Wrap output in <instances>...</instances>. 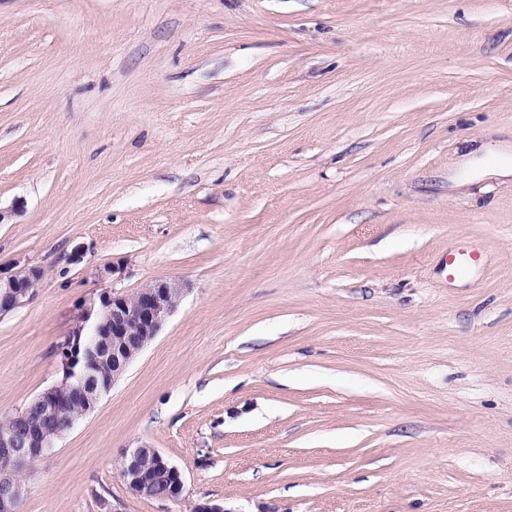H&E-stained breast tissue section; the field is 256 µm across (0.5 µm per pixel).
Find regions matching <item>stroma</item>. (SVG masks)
<instances>
[{
  "mask_svg": "<svg viewBox=\"0 0 512 512\" xmlns=\"http://www.w3.org/2000/svg\"><path fill=\"white\" fill-rule=\"evenodd\" d=\"M481 147L512 152V0H0V272H43L0 317V418L84 298L187 284L21 512H512V178L471 177ZM139 445L178 500L129 492ZM150 455L152 461H147L151 470H145L140 466V460ZM122 478L129 491L140 498L150 500H177L184 489V481L179 469L170 460L155 448L138 446L127 450L122 470ZM173 481L168 484L163 495L153 493V488L158 478H169Z\"/></svg>",
  "mask_w": 512,
  "mask_h": 512,
  "instance_id": "35a3bbf8",
  "label": "stroma"
}]
</instances>
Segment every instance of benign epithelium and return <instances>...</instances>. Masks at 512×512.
<instances>
[{"mask_svg":"<svg viewBox=\"0 0 512 512\" xmlns=\"http://www.w3.org/2000/svg\"><path fill=\"white\" fill-rule=\"evenodd\" d=\"M42 278L40 268L24 266L0 277V316L20 307L34 294ZM186 290L179 279H160L133 294L103 292L84 299L80 325L65 346L58 349L59 378L13 414V424L0 430V512H19L21 490L18 474L36 460L52 453L57 442L96 405L127 370L134 357L158 335L177 308ZM112 364V382L99 377L101 363ZM82 411L69 417L66 410L74 396ZM149 455L153 467L140 460ZM122 478L129 491L150 500H176L184 489L179 469L155 448L127 450Z\"/></svg>","mask_w":512,"mask_h":512,"instance_id":"benign-epithelium-1","label":"benign epithelium"}]
</instances>
